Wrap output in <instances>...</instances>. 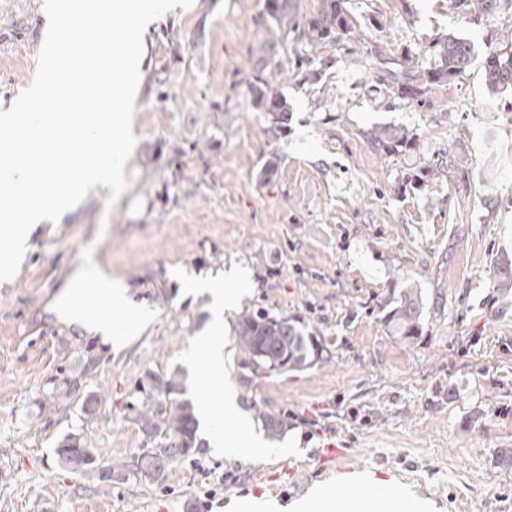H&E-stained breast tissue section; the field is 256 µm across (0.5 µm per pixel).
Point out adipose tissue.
I'll return each instance as SVG.
<instances>
[{
    "label": "adipose tissue",
    "instance_id": "obj_1",
    "mask_svg": "<svg viewBox=\"0 0 512 512\" xmlns=\"http://www.w3.org/2000/svg\"><path fill=\"white\" fill-rule=\"evenodd\" d=\"M190 291L210 299L211 320L195 337L193 353L208 368L210 376L199 385V414L203 434L209 446L224 456L244 463L267 458L273 447L257 438L248 425L237 432L224 426L226 414L235 410L231 397L225 396L221 377L224 373V314L233 310L247 295V282L227 280L215 275L190 281ZM66 311L88 329L105 336L128 337L148 321L142 308L129 295L128 287L96 266L80 269L67 281L60 294ZM357 494L339 498L333 481L315 484L288 504L273 499L247 497L233 502L230 512H436V505L415 495L399 480L385 479L376 472L352 475Z\"/></svg>",
    "mask_w": 512,
    "mask_h": 512
}]
</instances>
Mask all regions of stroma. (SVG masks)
I'll use <instances>...</instances> for the list:
<instances>
[{
	"mask_svg": "<svg viewBox=\"0 0 512 512\" xmlns=\"http://www.w3.org/2000/svg\"><path fill=\"white\" fill-rule=\"evenodd\" d=\"M265 0H194L153 26L132 117L127 185L90 193L55 224L37 225L14 278L0 281V512H224L268 494L286 502L335 479L326 444L351 471L410 485L442 512H512V308L496 298L493 262L512 255V91L488 88L484 62L512 32V0L479 16L458 0H348L357 36L309 50L277 26ZM43 0H0V108L31 82ZM469 41L470 65L422 100L393 99L369 51L436 60L442 36ZM267 45L264 72L255 49ZM312 62H305V54ZM279 81L287 125L254 102L256 75ZM378 126L405 130L381 155ZM436 164L418 184L410 176ZM85 265L125 282L149 311L125 346L61 313L62 286ZM233 274L252 292L238 312L267 311L319 331L326 359L243 386L234 325L224 324V382L240 418L255 406L284 419L299 451L254 463L211 448L170 461L162 482L135 472L93 480L61 468L55 448L79 434L101 467L141 453L130 404L139 378L181 373L195 400L207 376L192 339L208 299L184 282ZM419 288L422 334L391 336L389 289ZM101 355L64 414H41L51 382L69 377L87 343ZM98 399L91 413L86 397ZM366 137L376 150L385 154H393L410 139L405 131L390 127H376Z\"/></svg>",
	"mask_w": 512,
	"mask_h": 512,
	"instance_id": "1",
	"label": "stroma"
}]
</instances>
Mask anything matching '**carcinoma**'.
Segmentation results:
<instances>
[{
	"mask_svg": "<svg viewBox=\"0 0 512 512\" xmlns=\"http://www.w3.org/2000/svg\"><path fill=\"white\" fill-rule=\"evenodd\" d=\"M346 0H321L316 12L306 18L305 22H295L296 14L292 11V0H266L268 15L280 27H287L300 34L306 46L316 47L338 32L352 37L356 34L345 7ZM429 50L439 58L440 65L424 70L418 76L419 62L408 59L411 66L389 73L386 84L389 95L399 98L417 99L424 89L418 83L424 81L431 85L450 80L463 72L471 63V44L452 36L445 37L429 46ZM487 85L496 91L512 90V38L502 39L494 51L488 53L484 64ZM258 85L253 87L255 103L267 109L274 127L281 129L288 122V101L280 88L273 82L257 76ZM367 140L378 151L392 154L396 149L409 142L405 131L376 127L367 133ZM497 301L505 306H512V258L501 256L494 261ZM382 309L386 310L384 323L397 339L412 343L422 332L423 299L421 292L410 284L390 289ZM234 334L239 350L238 365L246 368L252 364L256 369L252 376L244 380L248 387L269 372L283 370H302L324 360L322 337L316 333L298 327L286 317L272 316L268 312L241 314L235 324ZM100 355L93 344L85 346L84 362L81 370L64 381V387L53 386L45 395L40 409L57 413L64 400L71 397L77 389L79 380L92 370L99 362ZM183 394L180 376L172 373L161 377L149 374L139 380L134 395L136 403L132 404L134 421L139 425L144 436V446L161 444L172 438L180 437L187 451H172L169 459L178 456L189 457L201 451L197 442V421L195 408L191 401L180 398ZM259 419L271 436L281 434L284 421L256 408ZM58 463L72 471L99 480L116 475V469H103L99 466V453L89 448L76 434H66L56 448ZM120 467L132 470L136 474L159 482L163 479L168 464L157 465L153 457L143 453L132 463L124 462Z\"/></svg>",
	"mask_w": 512,
	"mask_h": 512,
	"instance_id": "carcinoma-1",
	"label": "carcinoma"
}]
</instances>
